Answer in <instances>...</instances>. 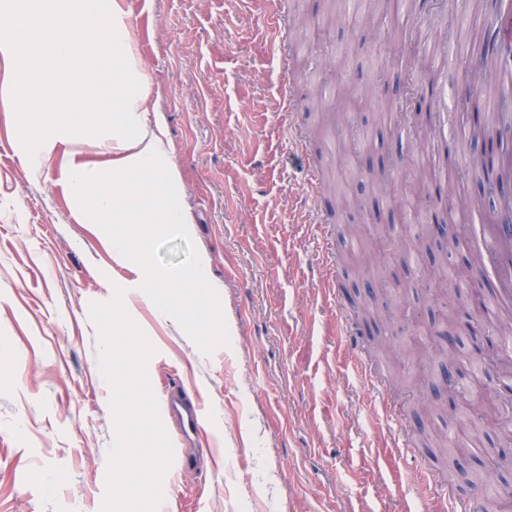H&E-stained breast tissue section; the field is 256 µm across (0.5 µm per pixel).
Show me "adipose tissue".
I'll return each instance as SVG.
<instances>
[{
    "label": "adipose tissue",
    "instance_id": "ef3b65f1",
    "mask_svg": "<svg viewBox=\"0 0 512 512\" xmlns=\"http://www.w3.org/2000/svg\"><path fill=\"white\" fill-rule=\"evenodd\" d=\"M0 6L10 19L0 31V59L13 68L11 86L20 111L32 114L24 137L43 149L49 162L63 122L59 102L72 84V69L95 76L111 90V97L79 103L78 111L98 116L112 130V172L101 179L81 160L78 150L66 151L67 185L79 202H90L105 212L132 192L134 185L154 182L155 221L185 224V207L166 197L179 177L166 161L160 127L141 119L147 109V77L136 62L128 30L125 0H11ZM112 60L110 72H101L100 57Z\"/></svg>",
    "mask_w": 512,
    "mask_h": 512
}]
</instances>
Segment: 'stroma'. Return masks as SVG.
<instances>
[{"mask_svg": "<svg viewBox=\"0 0 512 512\" xmlns=\"http://www.w3.org/2000/svg\"><path fill=\"white\" fill-rule=\"evenodd\" d=\"M325 0H287L286 52L303 70L281 77L268 0H127L133 42L159 107L169 165L180 181L174 200L191 222L168 228L135 192L114 211L81 219L63 183V153L52 166L32 159L22 134L25 113L0 96V512H101L107 453L114 439L111 391L98 367L97 328L90 306L125 288V306L156 349L148 363L152 387L185 384L201 398L222 469L205 464L164 480L163 512H434L445 489L469 512H481L469 479L478 450L457 454L454 466L435 461L424 437L443 429L438 392L448 366L437 348L424 360L414 349L435 331L443 303L427 274L439 254L394 241L382 268L416 260L401 282L377 274H338L334 295L324 291L323 245L334 255L359 253L336 221V196L322 187L311 198L307 165L330 168L358 198L355 223L372 233L387 222L401 183L373 190L368 158L342 151L359 126H375L373 158L409 168L432 144L447 142L458 116L475 100L457 56L434 94L442 114L375 124L374 112L401 92V66L377 76L372 57L409 36L422 48L433 32L436 0L390 10L374 28L346 20L322 25ZM342 84L364 108L338 113L336 127L308 144L295 130L309 115L317 83ZM82 158L96 171L112 157V134L87 127ZM470 207L466 231L447 249L448 264L466 267L478 249L498 198L482 177L458 190ZM332 238L321 241V225ZM130 241L125 262L112 240ZM149 264L154 281L141 274ZM203 267L207 287H183L182 272ZM385 297L382 321L361 310ZM223 322L224 333L206 328ZM388 336L399 356L374 352ZM395 418H387L383 403ZM438 489L415 490L420 470Z\"/></svg>", "mask_w": 512, "mask_h": 512, "instance_id": "stroma-1", "label": "stroma"}]
</instances>
